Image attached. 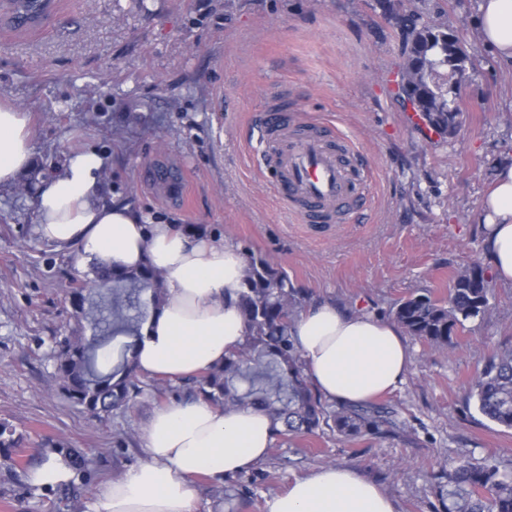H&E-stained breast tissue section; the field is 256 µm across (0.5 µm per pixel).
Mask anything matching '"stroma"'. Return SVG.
Here are the masks:
<instances>
[{"label": "stroma", "mask_w": 512, "mask_h": 512, "mask_svg": "<svg viewBox=\"0 0 512 512\" xmlns=\"http://www.w3.org/2000/svg\"><path fill=\"white\" fill-rule=\"evenodd\" d=\"M396 3L446 26L469 56L448 76L462 109L453 134L401 98L404 36L379 0H56L37 28L0 26V102L29 112L34 132L33 171L0 189V422L20 440L0 453V512H85L100 485L145 460L152 415L183 395L175 382L155 392L146 376L133 406L96 418L57 384L55 338L73 322L64 285L85 283L86 336L111 302L87 266L35 232L36 177L71 150L103 155L102 202L254 251L287 272L305 305L384 318L409 294L447 295L464 267L490 270L481 219L497 165L512 159V68L473 25L479 0ZM275 105L289 126L352 144L372 174L356 215L311 227L280 204L259 122ZM156 161L180 169L177 190L146 177ZM491 287L459 347L408 339L404 380L383 397L403 431L349 442L326 428L223 484L196 475L198 512H266L268 499L328 464L374 480L396 512H433L431 472L463 456L512 465V430L469 398L476 371L512 345V284ZM72 450L85 468L70 486L33 483L48 454Z\"/></svg>", "instance_id": "1"}]
</instances>
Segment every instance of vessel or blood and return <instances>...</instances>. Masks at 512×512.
Wrapping results in <instances>:
<instances>
[{
	"mask_svg": "<svg viewBox=\"0 0 512 512\" xmlns=\"http://www.w3.org/2000/svg\"><path fill=\"white\" fill-rule=\"evenodd\" d=\"M261 124L268 135V163L277 172L278 198L302 223L331 222L337 210L363 200L370 175L353 167L355 152L346 140L294 134L276 109L264 112Z\"/></svg>",
	"mask_w": 512,
	"mask_h": 512,
	"instance_id": "vessel-or-blood-1",
	"label": "vessel or blood"
}]
</instances>
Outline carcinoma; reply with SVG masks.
<instances>
[{
	"mask_svg": "<svg viewBox=\"0 0 512 512\" xmlns=\"http://www.w3.org/2000/svg\"><path fill=\"white\" fill-rule=\"evenodd\" d=\"M41 4L42 0H9L10 22L21 12L29 24L42 20L47 9ZM399 21L405 37V69L417 76L401 90L432 128L451 134L460 124L461 108L458 88L447 86L443 71L463 70L467 53L459 44L448 43L446 28L423 25L413 14H401ZM94 282L109 294L121 284L138 292L151 291L154 313L164 300L161 273L151 267L126 270L98 264ZM489 295L484 270L473 264L452 277L447 298H436L430 292L411 294L395 304L391 317L430 348H454L465 321L485 313ZM239 301L243 341L224 357L223 364L191 379L196 396L224 408L261 410L280 441L291 435L313 434L324 426L346 440L382 436L404 427L388 405L338 404L330 409L311 388L291 336L300 299L284 271L249 254ZM92 345L93 340L80 329L62 337L54 353L57 380L71 402L94 414L126 410L141 392L137 369L128 360L121 372L92 379ZM241 379L250 383L244 392L236 386ZM470 398L486 419L512 429V348L501 351L476 373ZM430 479L440 505L436 512H512V469L462 457L451 468L432 473Z\"/></svg>",
	"mask_w": 512,
	"mask_h": 512,
	"instance_id": "carcinoma-1",
	"label": "carcinoma"
}]
</instances>
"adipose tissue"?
Masks as SVG:
<instances>
[{
    "label": "adipose tissue",
    "instance_id": "obj_1",
    "mask_svg": "<svg viewBox=\"0 0 512 512\" xmlns=\"http://www.w3.org/2000/svg\"><path fill=\"white\" fill-rule=\"evenodd\" d=\"M476 25L484 44L512 64V0H480ZM26 111L0 104V186L33 168ZM104 159L70 152L58 175L38 178L37 234L76 249L79 261L160 271L166 302L145 323L129 356L138 372L170 380L223 363L242 341L239 292L245 259L234 244L191 236L175 224H152L122 201L100 202ZM483 207L485 246L496 278L512 284V162L499 165ZM291 333L311 385L328 401L363 404L397 388L408 366L398 324L347 314L330 302L306 306ZM274 443L268 417L252 408L221 409L195 397L164 405L145 437L147 458L104 483L89 512H197L191 480L248 471ZM267 512H395L381 487L350 467L321 466L267 502Z\"/></svg>",
    "mask_w": 512,
    "mask_h": 512
}]
</instances>
